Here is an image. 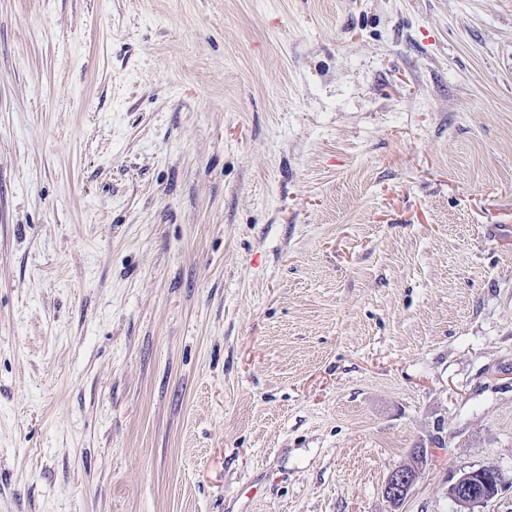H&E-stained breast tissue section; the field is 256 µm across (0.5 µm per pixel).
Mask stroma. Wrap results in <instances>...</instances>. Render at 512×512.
Segmentation results:
<instances>
[{"instance_id": "stroma-1", "label": "stroma", "mask_w": 512, "mask_h": 512, "mask_svg": "<svg viewBox=\"0 0 512 512\" xmlns=\"http://www.w3.org/2000/svg\"><path fill=\"white\" fill-rule=\"evenodd\" d=\"M488 465L512 0H0V512H463ZM503 483V475L496 467L485 466L459 477L448 487V494L460 506L470 509L493 499ZM419 472L398 469L386 481L384 493L398 500L405 499L415 485Z\"/></svg>"}]
</instances>
